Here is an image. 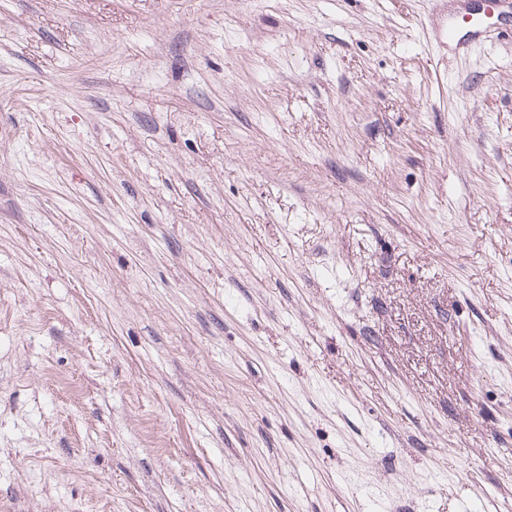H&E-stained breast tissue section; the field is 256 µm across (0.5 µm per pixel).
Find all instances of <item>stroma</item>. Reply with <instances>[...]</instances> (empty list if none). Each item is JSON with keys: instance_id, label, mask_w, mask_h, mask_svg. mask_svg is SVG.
Here are the masks:
<instances>
[{"instance_id": "obj_1", "label": "stroma", "mask_w": 512, "mask_h": 512, "mask_svg": "<svg viewBox=\"0 0 512 512\" xmlns=\"http://www.w3.org/2000/svg\"><path fill=\"white\" fill-rule=\"evenodd\" d=\"M0 0V512H512V12ZM500 0H485L484 11H464L456 12L446 7L442 10L444 22L439 29V35L444 43H452L456 47L464 46L468 42L481 39L487 27L485 12L492 11L500 14L498 8Z\"/></svg>"}]
</instances>
